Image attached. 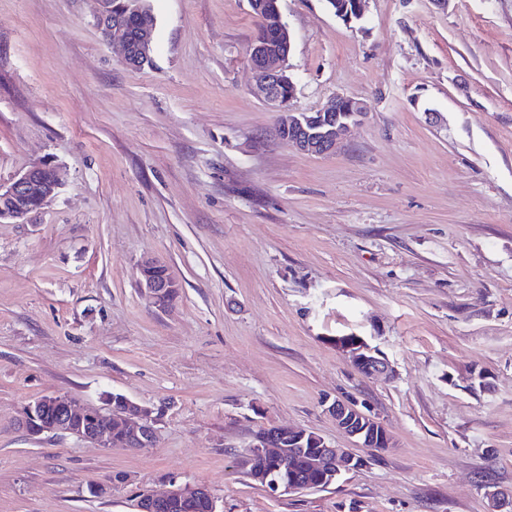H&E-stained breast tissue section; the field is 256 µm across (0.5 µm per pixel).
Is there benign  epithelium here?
Returning <instances> with one entry per match:
<instances>
[{"mask_svg": "<svg viewBox=\"0 0 512 512\" xmlns=\"http://www.w3.org/2000/svg\"><path fill=\"white\" fill-rule=\"evenodd\" d=\"M97 26L106 36L120 42L123 62L131 68H142L152 63L155 18L145 0H123L117 7L111 0H99ZM365 0L351 3L335 11L336 17L350 23L361 19ZM253 14L257 15L267 33L277 37L273 44L261 40L252 44L250 60L257 75L258 95L277 113V119L288 126V142L310 155H326L336 150L349 124L336 116L338 112H352L359 119L366 113V105L347 96L338 95L318 109L321 117L309 122L301 113L292 110L290 101L295 95L293 82H285V62L291 48L290 35L281 21L280 7L275 0H249ZM288 91H283V87ZM57 168L48 161H39L18 173L8 182L0 181V222L23 223L29 215L41 210L59 188ZM140 288L160 309L169 308L171 289L176 287L172 278L139 280ZM336 348L347 353L355 367L364 375L374 378L390 377L393 367L379 351L357 335L337 336ZM336 425L355 438L362 448L383 450L391 447V437L383 424L373 415L355 405L336 401L327 407ZM117 420L126 427L128 447L146 448L157 438L158 418L154 409L123 396L120 406H109L93 415L86 406L68 395L47 394L26 404L20 411L18 424L30 436L62 433L102 448L112 446V431L97 426V417ZM289 446L302 448L309 469L332 483L342 473L365 465V458L338 448L316 434L310 436L302 429L269 425L255 435L250 444L251 456L263 465L280 464L285 458L282 440ZM487 512H512V492L499 489L486 490ZM193 500L208 502V512H218L216 502L203 486L177 485L162 494H146L139 501L140 512H181Z\"/></svg>", "mask_w": 512, "mask_h": 512, "instance_id": "7a95c632", "label": "benign epithelium"}]
</instances>
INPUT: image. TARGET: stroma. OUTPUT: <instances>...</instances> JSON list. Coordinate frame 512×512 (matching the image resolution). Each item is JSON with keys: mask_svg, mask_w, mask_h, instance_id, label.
Returning <instances> with one entry per match:
<instances>
[{"mask_svg": "<svg viewBox=\"0 0 512 512\" xmlns=\"http://www.w3.org/2000/svg\"><path fill=\"white\" fill-rule=\"evenodd\" d=\"M150 4L154 62L134 70L97 0H0V181L40 160L62 178L0 223V512H137L174 482L219 512H487L486 488L512 491V0H369L350 24L280 0L291 108L368 105L321 157L254 92L248 0ZM151 257L171 309L140 290ZM352 333L392 379L336 349ZM112 393L162 408L152 447L17 425L43 395ZM337 399L392 447L359 448ZM272 424L366 463L271 493L245 460ZM327 411L340 429L357 440L359 447L376 451L391 447L390 434L373 415L342 401L333 402Z\"/></svg>", "mask_w": 512, "mask_h": 512, "instance_id": "35a3bbf8", "label": "stroma"}]
</instances>
